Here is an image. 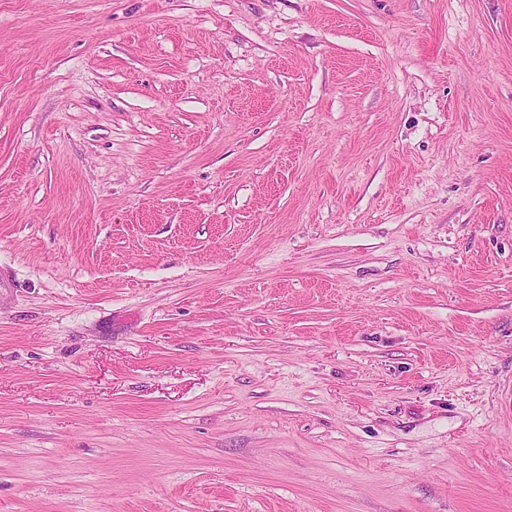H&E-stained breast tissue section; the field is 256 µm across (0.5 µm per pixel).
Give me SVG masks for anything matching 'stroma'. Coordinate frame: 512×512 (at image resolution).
<instances>
[{
    "mask_svg": "<svg viewBox=\"0 0 512 512\" xmlns=\"http://www.w3.org/2000/svg\"><path fill=\"white\" fill-rule=\"evenodd\" d=\"M0 512H512V0H0Z\"/></svg>",
    "mask_w": 512,
    "mask_h": 512,
    "instance_id": "obj_1",
    "label": "stroma"
}]
</instances>
